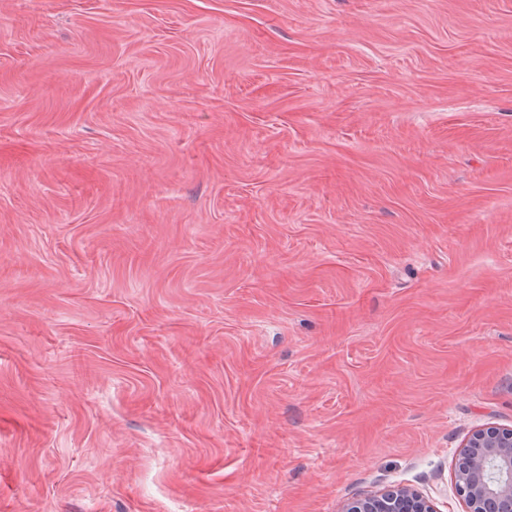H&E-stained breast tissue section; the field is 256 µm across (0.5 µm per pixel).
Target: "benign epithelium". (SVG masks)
<instances>
[{
	"instance_id": "benign-epithelium-1",
	"label": "benign epithelium",
	"mask_w": 512,
	"mask_h": 512,
	"mask_svg": "<svg viewBox=\"0 0 512 512\" xmlns=\"http://www.w3.org/2000/svg\"><path fill=\"white\" fill-rule=\"evenodd\" d=\"M466 512H512V428L486 425L473 431L454 468ZM343 512H437L432 499L405 486H390L349 502Z\"/></svg>"
}]
</instances>
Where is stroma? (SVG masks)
<instances>
[{
	"label": "stroma",
	"mask_w": 512,
	"mask_h": 512,
	"mask_svg": "<svg viewBox=\"0 0 512 512\" xmlns=\"http://www.w3.org/2000/svg\"><path fill=\"white\" fill-rule=\"evenodd\" d=\"M512 428V0H0V512H466ZM454 478L466 512H512V428L473 431L456 458ZM343 512H438L432 499L405 486H390L349 502Z\"/></svg>",
	"instance_id": "1"
}]
</instances>
